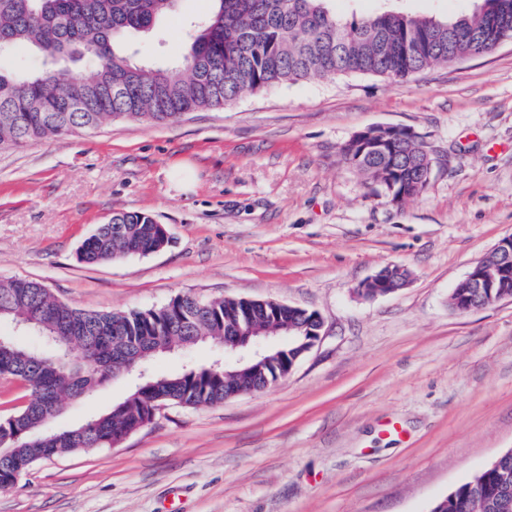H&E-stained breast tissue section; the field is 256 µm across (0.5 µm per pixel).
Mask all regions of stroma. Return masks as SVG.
<instances>
[{"mask_svg":"<svg viewBox=\"0 0 512 512\" xmlns=\"http://www.w3.org/2000/svg\"><path fill=\"white\" fill-rule=\"evenodd\" d=\"M212 0H181L126 48L177 63ZM374 126L413 131L425 191L393 204L341 157ZM191 166L192 189L171 176ZM165 225L147 256L87 264L113 213ZM512 234V41L406 81H301L168 123L107 121L0 150V280L40 282L102 312L179 295L319 313L286 379L213 407L170 406L112 448L33 464L0 512H431L512 450V298L461 313L448 297ZM397 265L406 286H357ZM120 376L52 429L122 401Z\"/></svg>","mask_w":512,"mask_h":512,"instance_id":"stroma-1","label":"stroma"}]
</instances>
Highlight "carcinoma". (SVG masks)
I'll return each mask as SVG.
<instances>
[{"mask_svg":"<svg viewBox=\"0 0 512 512\" xmlns=\"http://www.w3.org/2000/svg\"><path fill=\"white\" fill-rule=\"evenodd\" d=\"M179 0H0V51L35 50L58 65L53 72L0 71V148L89 130L106 120L172 122L186 112L222 108L286 83L354 74L407 80L436 64L491 52L486 17L512 33V0H480L455 19L384 10L350 20L336 17L329 0H213L212 13L191 35L181 61L152 68L132 60L121 43L146 32L177 10ZM89 64L81 73L62 65L74 55ZM426 153L422 143L398 138L390 158L353 156L351 166L406 201L421 195ZM154 218L116 212L79 249L94 264L133 255L155 243ZM234 299L175 297L146 311L97 312L54 297L37 281H0V323L36 320L45 332L70 337L81 362H55L43 347L12 341L0 350V373L19 384L27 403L0 418V492L17 486L36 462L112 447L113 440L150 420L157 404L197 408L224 402V375L210 366L157 374L111 409L89 420L98 425L75 438L44 430L48 408L62 410L89 395L121 368L174 349L221 342L242 323ZM296 326L312 322L304 308L287 310ZM432 512H512V451L438 501Z\"/></svg>","mask_w":512,"mask_h":512,"instance_id":"1","label":"carcinoma"}]
</instances>
